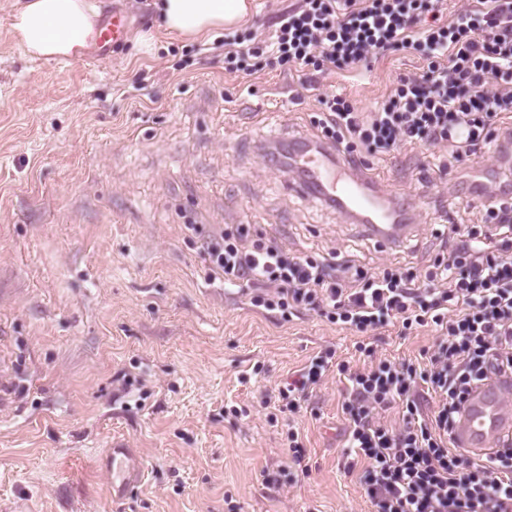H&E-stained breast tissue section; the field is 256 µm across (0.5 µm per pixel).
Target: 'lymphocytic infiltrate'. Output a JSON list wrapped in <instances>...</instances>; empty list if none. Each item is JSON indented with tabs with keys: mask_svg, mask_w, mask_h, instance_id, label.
<instances>
[{
	"mask_svg": "<svg viewBox=\"0 0 512 512\" xmlns=\"http://www.w3.org/2000/svg\"><path fill=\"white\" fill-rule=\"evenodd\" d=\"M442 9L443 0H301L282 15L263 61L249 35L225 36L224 68L250 74L268 63L351 72L389 52L415 54L422 73L400 78L371 111L323 94L317 136L372 157L444 145L454 164L512 119V0H474L446 23ZM483 219L489 233H468L421 278L398 267L338 268L228 232L204 245L226 284L263 286L254 306L317 309L361 333L393 320L406 330L439 327L424 365L382 361L346 373L343 468L360 471L376 512H512V448L473 457L451 446L472 387L512 372V205H487ZM332 357L321 352L280 389L285 409L300 411ZM422 383L438 398L430 415L418 409ZM391 408L401 409V427L379 422V412Z\"/></svg>",
	"mask_w": 512,
	"mask_h": 512,
	"instance_id": "obj_1",
	"label": "lymphocytic infiltrate"
}]
</instances>
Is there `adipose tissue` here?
<instances>
[{
  "label": "adipose tissue",
  "instance_id": "1",
  "mask_svg": "<svg viewBox=\"0 0 512 512\" xmlns=\"http://www.w3.org/2000/svg\"><path fill=\"white\" fill-rule=\"evenodd\" d=\"M106 0H14L12 42L35 59L80 56L95 40ZM155 24L166 36L193 38L232 27L248 13L247 0H155Z\"/></svg>",
  "mask_w": 512,
  "mask_h": 512
}]
</instances>
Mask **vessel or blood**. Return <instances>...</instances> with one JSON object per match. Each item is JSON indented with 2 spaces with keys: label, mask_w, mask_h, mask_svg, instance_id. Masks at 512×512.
<instances>
[{
  "label": "vessel or blood",
  "mask_w": 512,
  "mask_h": 512,
  "mask_svg": "<svg viewBox=\"0 0 512 512\" xmlns=\"http://www.w3.org/2000/svg\"><path fill=\"white\" fill-rule=\"evenodd\" d=\"M127 20L113 13L96 35L100 45L123 40ZM285 163L296 174V188L304 196L328 203L344 219L362 226L368 236L392 247L412 232V208L407 200L388 193L380 180L356 168L350 157L335 145L312 137L289 140ZM470 203L504 204L512 202V136H499L493 147L490 165L478 168L461 189ZM512 376H494L476 386L461 408L454 437L467 453H488L493 441L512 435V401L506 390ZM122 457L124 470L116 486L124 496L140 479L142 467L127 448L113 449Z\"/></svg>",
  "instance_id": "1"
}]
</instances>
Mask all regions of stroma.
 Returning <instances> with one entry per match:
<instances>
[{"label": "stroma", "instance_id": "35a3bbf8", "mask_svg": "<svg viewBox=\"0 0 512 512\" xmlns=\"http://www.w3.org/2000/svg\"><path fill=\"white\" fill-rule=\"evenodd\" d=\"M0 0V512H374L340 460V365L420 361L437 331L368 335L301 309L254 307L225 284L203 243L245 228L336 265L423 274L482 231L456 194L485 144L456 165L443 146L363 157L407 199L414 232L390 249L325 203L291 190L264 146L313 134L318 98L369 111L396 77L394 52L308 84L303 73L224 69V34L129 41L46 62L8 36ZM335 352L298 414L279 389ZM303 461L291 463L289 431ZM131 449L144 476L123 498L97 464Z\"/></svg>", "mask_w": 512, "mask_h": 512}]
</instances>
